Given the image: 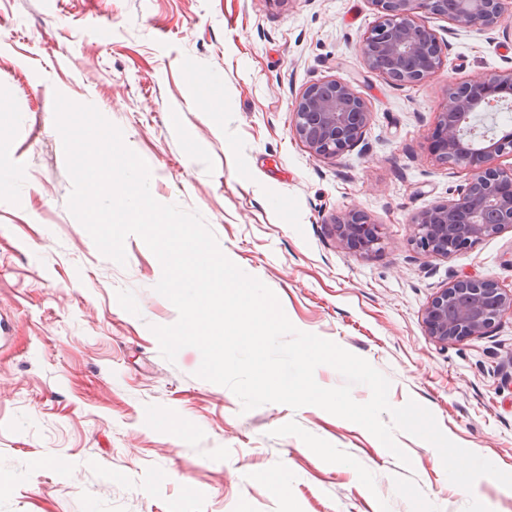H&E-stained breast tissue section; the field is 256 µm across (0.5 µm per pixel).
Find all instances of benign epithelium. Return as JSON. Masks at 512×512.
<instances>
[{
  "label": "benign epithelium",
  "mask_w": 512,
  "mask_h": 512,
  "mask_svg": "<svg viewBox=\"0 0 512 512\" xmlns=\"http://www.w3.org/2000/svg\"><path fill=\"white\" fill-rule=\"evenodd\" d=\"M377 21L362 39L365 67L400 85L415 84L444 65L445 44L425 25L422 14L446 18L458 28L492 30L501 24L504 0H370ZM512 106V68L448 88L430 136L435 159L463 167L471 178L456 197L412 215V244L425 256L449 258L467 245L512 229V131L498 132L486 120L489 106ZM370 109L352 83L341 77L307 85L292 105L291 132L314 155L334 159L365 139ZM338 243L367 255L381 243V228L360 210L336 217ZM512 315V289L491 279H459L439 289L423 311L425 333L446 345L487 336Z\"/></svg>",
  "instance_id": "1"
}]
</instances>
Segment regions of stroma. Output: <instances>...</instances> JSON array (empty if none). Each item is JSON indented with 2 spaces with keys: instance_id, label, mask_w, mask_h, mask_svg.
<instances>
[{
  "instance_id": "stroma-1",
  "label": "stroma",
  "mask_w": 512,
  "mask_h": 512,
  "mask_svg": "<svg viewBox=\"0 0 512 512\" xmlns=\"http://www.w3.org/2000/svg\"><path fill=\"white\" fill-rule=\"evenodd\" d=\"M376 19L370 0H0V512H463L473 498L512 512V489L484 476L464 491L426 441L396 432L407 468L319 407L242 411L197 377L196 348L165 360L152 328L178 312L154 290L159 260L134 234L125 264L106 258L68 208L58 92L118 126L154 199L200 213L297 329L366 359L391 405L415 400L512 472V316L445 346L422 323L455 280L512 288V230L437 259L409 226L468 181L428 137L450 86L512 68V0L492 31L425 16L445 65L407 86L363 64ZM212 75L222 106L203 112L197 81ZM334 77L371 119L362 144L327 160L290 127L300 90ZM353 208L380 224L378 251L338 245L332 224Z\"/></svg>"
}]
</instances>
